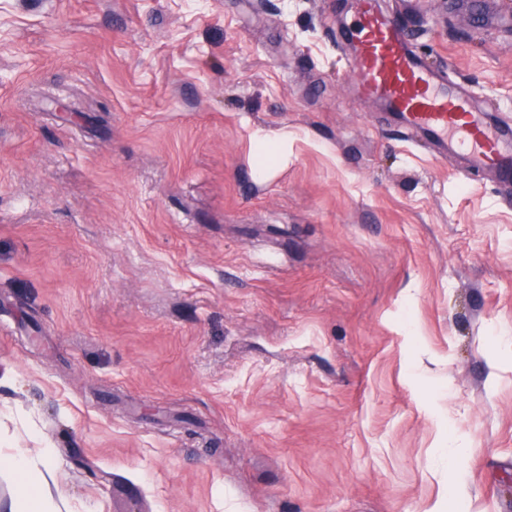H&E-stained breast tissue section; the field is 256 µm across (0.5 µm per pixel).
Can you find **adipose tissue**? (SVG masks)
<instances>
[{
  "instance_id": "ef3b65f1",
  "label": "adipose tissue",
  "mask_w": 512,
  "mask_h": 512,
  "mask_svg": "<svg viewBox=\"0 0 512 512\" xmlns=\"http://www.w3.org/2000/svg\"><path fill=\"white\" fill-rule=\"evenodd\" d=\"M0 473L10 476L16 487L13 512H56L52 496L48 492L53 479L51 463L35 466L23 453L0 457Z\"/></svg>"
}]
</instances>
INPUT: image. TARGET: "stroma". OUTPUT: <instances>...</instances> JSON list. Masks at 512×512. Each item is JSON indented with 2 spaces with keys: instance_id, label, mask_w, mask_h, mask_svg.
I'll return each instance as SVG.
<instances>
[{
  "instance_id": "obj_1",
  "label": "stroma",
  "mask_w": 512,
  "mask_h": 512,
  "mask_svg": "<svg viewBox=\"0 0 512 512\" xmlns=\"http://www.w3.org/2000/svg\"><path fill=\"white\" fill-rule=\"evenodd\" d=\"M461 2L416 48L512 121ZM355 12L0 0V454L60 512H512V187L358 93ZM286 135L257 137V156L255 168L261 175L271 172L279 165L283 157L282 146Z\"/></svg>"
}]
</instances>
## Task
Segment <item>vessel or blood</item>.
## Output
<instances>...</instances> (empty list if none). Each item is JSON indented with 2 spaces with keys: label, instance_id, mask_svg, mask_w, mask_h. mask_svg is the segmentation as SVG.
<instances>
[{
  "label": "vessel or blood",
  "instance_id": "b4317fda",
  "mask_svg": "<svg viewBox=\"0 0 512 512\" xmlns=\"http://www.w3.org/2000/svg\"><path fill=\"white\" fill-rule=\"evenodd\" d=\"M345 57L364 95L377 100L394 123L433 145L438 156L463 158L470 172L494 171L512 186V123L492 119L462 86L416 50L407 24L359 0L353 23L343 26Z\"/></svg>",
  "mask_w": 512,
  "mask_h": 512
}]
</instances>
